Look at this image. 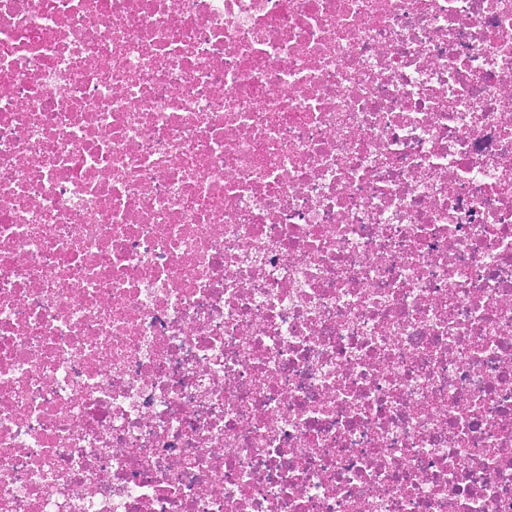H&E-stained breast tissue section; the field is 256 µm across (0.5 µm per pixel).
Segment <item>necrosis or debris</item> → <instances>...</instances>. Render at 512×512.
Listing matches in <instances>:
<instances>
[{"label": "necrosis or debris", "instance_id": "obj_1", "mask_svg": "<svg viewBox=\"0 0 512 512\" xmlns=\"http://www.w3.org/2000/svg\"><path fill=\"white\" fill-rule=\"evenodd\" d=\"M0 512H512V0H0Z\"/></svg>", "mask_w": 512, "mask_h": 512}]
</instances>
